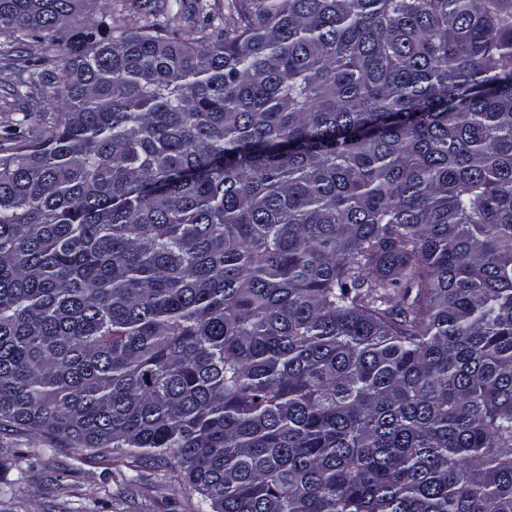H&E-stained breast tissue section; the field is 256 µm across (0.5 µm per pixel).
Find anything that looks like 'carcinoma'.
Returning <instances> with one entry per match:
<instances>
[{
    "instance_id": "cac0c4a2",
    "label": "carcinoma",
    "mask_w": 512,
    "mask_h": 512,
    "mask_svg": "<svg viewBox=\"0 0 512 512\" xmlns=\"http://www.w3.org/2000/svg\"><path fill=\"white\" fill-rule=\"evenodd\" d=\"M111 2L0 0L52 90L0 136V425L198 512H512V0ZM231 0H112V26L137 28L149 24H163L166 17L179 10V27L195 28L217 24L228 16Z\"/></svg>"
}]
</instances>
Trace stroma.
I'll use <instances>...</instances> for the list:
<instances>
[{
  "instance_id": "obj_1",
  "label": "stroma",
  "mask_w": 512,
  "mask_h": 512,
  "mask_svg": "<svg viewBox=\"0 0 512 512\" xmlns=\"http://www.w3.org/2000/svg\"><path fill=\"white\" fill-rule=\"evenodd\" d=\"M231 0H112V23L137 28L179 14L181 26L202 28L227 16ZM11 52L0 53V130L34 121L48 108V95L14 98L2 84L15 78ZM45 437L8 428L0 431V512H196L199 494L154 469L92 456L70 448L48 449Z\"/></svg>"
}]
</instances>
